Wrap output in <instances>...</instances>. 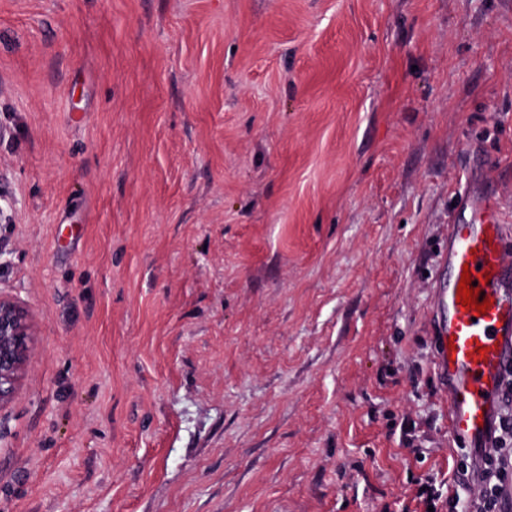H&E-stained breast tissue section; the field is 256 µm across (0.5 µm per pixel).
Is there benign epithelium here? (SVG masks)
<instances>
[{
    "label": "benign epithelium",
    "mask_w": 512,
    "mask_h": 512,
    "mask_svg": "<svg viewBox=\"0 0 512 512\" xmlns=\"http://www.w3.org/2000/svg\"><path fill=\"white\" fill-rule=\"evenodd\" d=\"M35 336L31 313L16 298L0 294V407L20 387Z\"/></svg>",
    "instance_id": "obj_1"
}]
</instances>
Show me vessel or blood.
<instances>
[{"label": "vessel or blood", "mask_w": 512, "mask_h": 512, "mask_svg": "<svg viewBox=\"0 0 512 512\" xmlns=\"http://www.w3.org/2000/svg\"><path fill=\"white\" fill-rule=\"evenodd\" d=\"M469 221L448 227L443 263L448 280L437 290L436 361L450 397L448 430L466 447L485 448L504 404L503 381L512 369V246L488 197L466 195ZM470 271L487 314L463 308L458 290Z\"/></svg>", "instance_id": "b4317fda"}]
</instances>
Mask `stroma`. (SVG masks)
Instances as JSON below:
<instances>
[{
	"mask_svg": "<svg viewBox=\"0 0 512 512\" xmlns=\"http://www.w3.org/2000/svg\"><path fill=\"white\" fill-rule=\"evenodd\" d=\"M512 229V0H0V512H469L433 311ZM35 336L31 313L16 298L0 294V408L20 387Z\"/></svg>",
	"mask_w": 512,
	"mask_h": 512,
	"instance_id": "obj_1",
	"label": "stroma"
}]
</instances>
